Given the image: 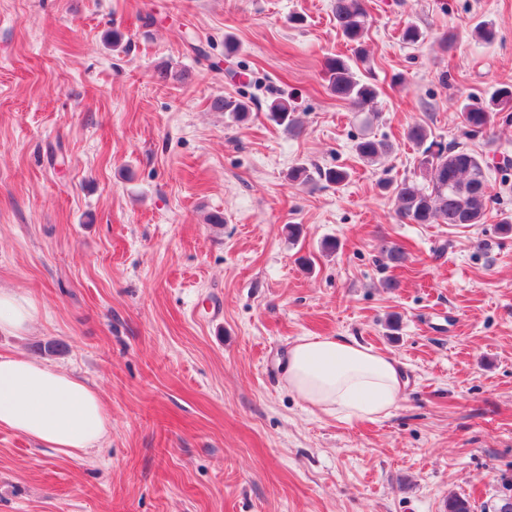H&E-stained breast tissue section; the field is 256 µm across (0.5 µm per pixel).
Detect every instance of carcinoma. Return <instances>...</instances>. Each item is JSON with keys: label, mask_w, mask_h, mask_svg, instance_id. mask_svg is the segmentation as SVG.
Wrapping results in <instances>:
<instances>
[{"label": "carcinoma", "mask_w": 512, "mask_h": 512, "mask_svg": "<svg viewBox=\"0 0 512 512\" xmlns=\"http://www.w3.org/2000/svg\"><path fill=\"white\" fill-rule=\"evenodd\" d=\"M333 16L341 34L355 46V55L365 54L363 43L367 31L368 11L365 0H334ZM325 81L328 89L343 99L353 109H360L375 102L379 95L376 85L360 80L353 70L351 59L336 55L326 59ZM216 112L228 114L236 122L248 120L250 106L232 96H220L211 103ZM512 107V88L502 87L489 101H472L462 106L460 140L451 143L430 139L431 132L423 125H414L407 131V138L421 149V165L430 178L431 186L421 187L410 181H402L392 189L398 217L414 224H479L493 202L488 192L485 160L473 153L465 141L487 137L485 127L491 120L505 114ZM295 109L285 98H277L269 105L268 117L288 131L299 133ZM392 150L391 144L371 138H363L355 145V151L365 161L373 162Z\"/></svg>", "instance_id": "1"}]
</instances>
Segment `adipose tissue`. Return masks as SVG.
I'll list each match as a JSON object with an SVG mask.
<instances>
[{
  "instance_id": "obj_1",
  "label": "adipose tissue",
  "mask_w": 512,
  "mask_h": 512,
  "mask_svg": "<svg viewBox=\"0 0 512 512\" xmlns=\"http://www.w3.org/2000/svg\"><path fill=\"white\" fill-rule=\"evenodd\" d=\"M34 301L0 289V333L28 329ZM288 391L310 410L347 421H379L400 399L398 361L354 338L302 336L289 347ZM0 426L70 452L95 447L111 418L98 391L79 378L14 353L0 354Z\"/></svg>"
}]
</instances>
